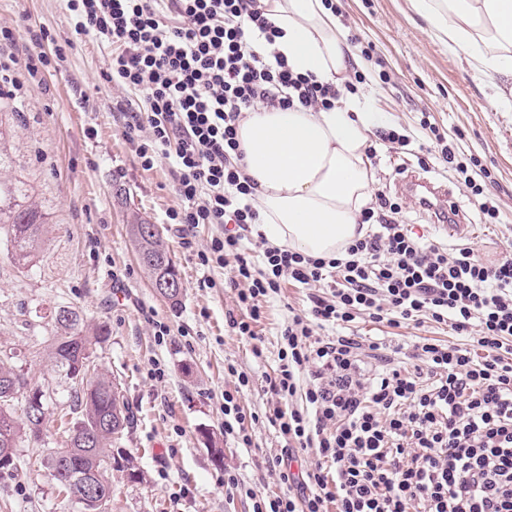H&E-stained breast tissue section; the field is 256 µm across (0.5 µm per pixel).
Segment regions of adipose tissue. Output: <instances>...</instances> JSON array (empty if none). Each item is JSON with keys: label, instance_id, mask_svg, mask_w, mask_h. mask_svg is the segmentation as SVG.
I'll use <instances>...</instances> for the list:
<instances>
[{"label": "adipose tissue", "instance_id": "adipose-tissue-1", "mask_svg": "<svg viewBox=\"0 0 512 512\" xmlns=\"http://www.w3.org/2000/svg\"><path fill=\"white\" fill-rule=\"evenodd\" d=\"M280 31L274 48L296 73L340 85L353 55L323 0H263ZM473 74L512 73V0H411ZM377 115L365 99L330 108L256 107L238 128L244 173L256 184L259 232L272 245L333 257L356 238L373 173L366 149Z\"/></svg>", "mask_w": 512, "mask_h": 512}]
</instances>
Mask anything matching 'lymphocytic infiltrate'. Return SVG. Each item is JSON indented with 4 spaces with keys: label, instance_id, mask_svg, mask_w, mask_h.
Instances as JSON below:
<instances>
[{
    "label": "lymphocytic infiltrate",
    "instance_id": "1",
    "mask_svg": "<svg viewBox=\"0 0 512 512\" xmlns=\"http://www.w3.org/2000/svg\"><path fill=\"white\" fill-rule=\"evenodd\" d=\"M74 31L111 43L107 77L144 94L146 112L124 115V134L143 169L171 160L181 201L168 218L180 235L220 224L222 237L198 250L204 267L227 268L224 285L239 315L228 328L252 339L267 298L289 283L309 307L279 331L278 366L266 377L275 404L246 410L253 384L235 365L237 392H225L224 434L253 447L267 420L283 441L265 457L287 492L268 495L225 470L229 493L252 512H512V253L487 260L448 250L398 220L386 194L362 210L366 233L338 256L311 257L264 245L262 268L246 251L259 213L243 176L237 137L243 112L257 106L328 108L344 88L294 73L273 48L279 30L262 0H67ZM398 327L429 319L460 343L422 338L398 359L390 344L358 336L321 338L358 316ZM380 360L366 377L364 355ZM313 453L298 466L302 453Z\"/></svg>",
    "mask_w": 512,
    "mask_h": 512
}]
</instances>
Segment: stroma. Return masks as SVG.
<instances>
[{"instance_id": "35a3bbf8", "label": "stroma", "mask_w": 512, "mask_h": 512, "mask_svg": "<svg viewBox=\"0 0 512 512\" xmlns=\"http://www.w3.org/2000/svg\"><path fill=\"white\" fill-rule=\"evenodd\" d=\"M334 3L353 40L352 53L372 51L358 71L365 78L359 94L378 114L370 137L377 146L369 161L373 190L401 199L396 183L411 171L441 180L471 221L466 234L448 236L408 199H402L403 223L448 248L499 256L512 244V108L493 105L492 94L494 87L512 86V79L476 78L446 41L429 32L410 0ZM74 23L64 0H0V27L14 33L0 41V58L24 61L29 33L39 28L64 48L63 59L52 60L44 72L46 89L24 84L0 115L13 158L0 176L25 182L50 226L30 268L10 260L0 237V360L38 382L60 384L47 356L50 311L70 305L107 323L112 336L97 349L96 362L115 378L132 409L119 450L143 473L142 481L133 482L121 468L109 470L111 512H252L250 499L225 491L224 471L234 469L242 483L265 493L285 491L263 465L264 455L278 453L282 441L264 421L254 428V447L226 440L220 407L235 380L225 367L234 363L251 376L254 385L241 403L265 413L271 404L265 378L277 366L278 330L290 312L308 307L307 292L286 283L265 303L257 326L263 358L253 356L250 339L226 331L225 317L236 303L224 289L225 271L201 267L195 258L222 228L202 224L186 240L174 231L167 213L180 199L168 160L144 170L124 136L122 110H146L144 97L104 78L111 44L76 35ZM425 117L489 172L484 194L499 208L498 223H483L477 200L457 173L422 150ZM390 128L408 136L409 146L381 145L379 132ZM141 221L163 231L181 277L179 308L156 293L138 262L129 228ZM156 320L170 328L165 342L153 335ZM349 331L394 345L416 336L455 339L449 326L431 321L395 328L363 316ZM154 360L165 369L164 380L148 378ZM45 434L41 443L22 441L16 468L0 472V512H76L39 464L65 439L55 417H48ZM215 448L223 449L222 462L213 459Z\"/></svg>"}]
</instances>
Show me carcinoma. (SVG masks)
<instances>
[{
  "mask_svg": "<svg viewBox=\"0 0 512 512\" xmlns=\"http://www.w3.org/2000/svg\"><path fill=\"white\" fill-rule=\"evenodd\" d=\"M46 233L44 213L31 201L27 185L17 180H0V235L10 245L11 260L24 268L32 265ZM130 233L138 255H159L175 267L161 238L146 239L135 224L131 225ZM71 313L70 320H60L55 314L51 317L54 339L50 355L71 389L61 411L77 432L66 446L53 449L46 461L48 475L63 486L79 476L92 480L99 471L110 469L112 443L120 439L131 421L130 408L118 384L97 372L94 360L96 348L110 340V328L104 322H87L74 307ZM35 388L42 393L40 420L31 418L25 408L28 391ZM55 394V388L33 383L28 373L0 361V453L7 448L12 457L11 463L0 464L1 471L16 468L19 440L44 439V419Z\"/></svg>",
  "mask_w": 512,
  "mask_h": 512,
  "instance_id": "1",
  "label": "carcinoma"
}]
</instances>
